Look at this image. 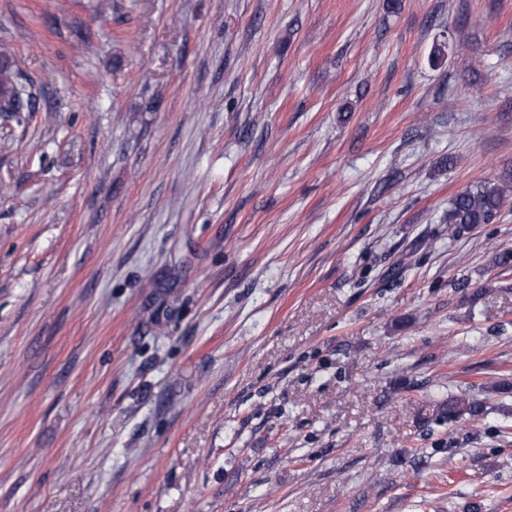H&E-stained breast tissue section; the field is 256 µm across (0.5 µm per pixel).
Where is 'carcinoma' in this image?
I'll use <instances>...</instances> for the list:
<instances>
[{
	"label": "carcinoma",
	"mask_w": 512,
	"mask_h": 512,
	"mask_svg": "<svg viewBox=\"0 0 512 512\" xmlns=\"http://www.w3.org/2000/svg\"><path fill=\"white\" fill-rule=\"evenodd\" d=\"M36 99L25 84L6 76L0 81V112H9L17 119L22 113L33 112ZM512 192V170L503 172L496 182L478 183L458 192L448 206V232L456 234L466 227L492 224L500 217L507 194ZM448 420L464 416L475 420L485 413V405L468 394L448 398L442 408Z\"/></svg>",
	"instance_id": "carcinoma-1"
}]
</instances>
